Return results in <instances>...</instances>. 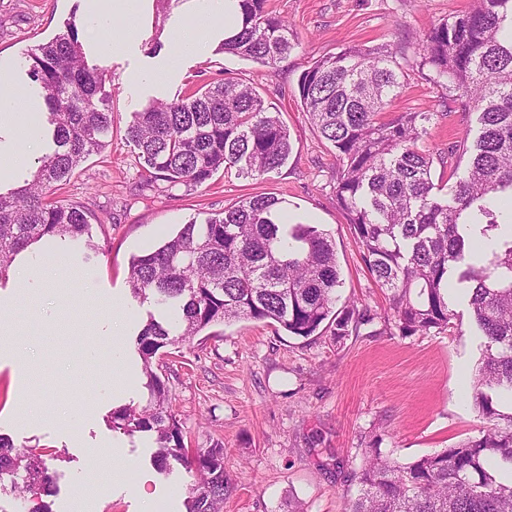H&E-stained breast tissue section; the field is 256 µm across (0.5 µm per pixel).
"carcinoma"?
I'll list each match as a JSON object with an SVG mask.
<instances>
[{"mask_svg":"<svg viewBox=\"0 0 512 512\" xmlns=\"http://www.w3.org/2000/svg\"><path fill=\"white\" fill-rule=\"evenodd\" d=\"M239 6V30L220 49L275 67L297 45L296 35L268 0ZM409 49L447 79L446 111L478 113L471 145L448 149L450 179L458 169L451 160L469 155L455 182L433 181L434 157L422 147L435 113L386 115L408 77L386 47H349L312 62L298 80L300 106L336 150V204L354 228L371 278L388 292L400 330H448V290L469 284L468 305L484 339L472 398L490 427L478 439L408 463L383 456L380 438L373 439L349 512H512V413L493 405L495 395L512 397V214L504 220L496 207L512 201V0H473L435 24L421 45L403 47ZM28 67L46 91L55 149L29 182L0 192V279L21 250L45 237L89 235L88 209L53 201L49 192L106 146L112 123L104 70L88 64L74 25L32 49ZM128 137L143 160L145 183L170 187H201L232 167L245 178L265 176L291 151L279 115L233 77L152 101L134 113ZM128 283L134 297H152L179 317L167 325L151 317L138 334L150 403L113 411L112 427L155 432L156 466L167 470L174 461L193 476L187 512H221L229 488L224 448L185 447L169 388L154 369L159 351L240 319L303 338L330 319L340 338L370 316L354 305L333 315L341 279L331 236L314 224L289 223L282 201L268 196L189 221L157 249L132 258ZM7 476L25 512H51L42 496L53 476L42 454L0 436V487Z\"/></svg>","mask_w":512,"mask_h":512,"instance_id":"obj_1","label":"carcinoma"}]
</instances>
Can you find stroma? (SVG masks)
I'll return each mask as SVG.
<instances>
[{"label": "stroma", "instance_id": "35a3bbf8", "mask_svg": "<svg viewBox=\"0 0 512 512\" xmlns=\"http://www.w3.org/2000/svg\"><path fill=\"white\" fill-rule=\"evenodd\" d=\"M298 36L291 54L275 67L220 51L211 43L201 56L182 57L163 86L126 84L133 70L155 61L149 42L160 23L155 0L147 17L127 19L135 34L132 47L102 55L107 37L91 22L81 0H0V65L22 92L43 96L28 75V50L64 33L75 23L89 63L106 73L112 112L106 147L86 157L55 199L86 207L98 226L93 241L102 243L87 256L83 242L52 239L61 265L57 276L41 284L21 275L0 281V330L31 365L20 373L12 360L0 359V433L17 447L42 448L56 473V490L47 502L52 512H144L151 496L159 512H186L192 476L181 467L160 472L150 432L127 435L112 428L109 416L124 407H144L149 394L136 338L148 317L162 318L154 300L134 298L127 282L133 256L153 250L191 219L222 213L256 195L285 200L295 222L316 224L332 237L343 280L335 312L351 302L375 313L373 322L335 338L329 326L302 338L274 325L241 320L207 329L191 343L162 354L159 370L180 419L185 443L224 447V471L231 490L224 512H288L289 500L306 512H347L356 494L353 475L381 436L383 455L406 463L479 437L487 422L464 398L481 356L482 340L470 309L452 293L455 314L450 331L405 334L388 319L386 292L370 278L345 214L336 204V157L300 106L297 83L314 60L360 47L421 43L439 20L467 9L469 0H268ZM413 71L392 101L391 111L422 112L444 96L431 69ZM234 76L253 86L290 133L292 152L276 172L259 178L219 171L205 185L188 189L160 182L146 185L127 141L134 112L153 98L170 99L202 85ZM475 115L438 113L424 147L443 156L448 146L476 130ZM130 314L124 319L125 362L133 375L113 393L109 350L99 331L112 322V304ZM90 409L79 436L66 425L76 409ZM122 447L140 463L142 493L111 479L110 461L90 467L83 448Z\"/></svg>", "mask_w": 512, "mask_h": 512}]
</instances>
